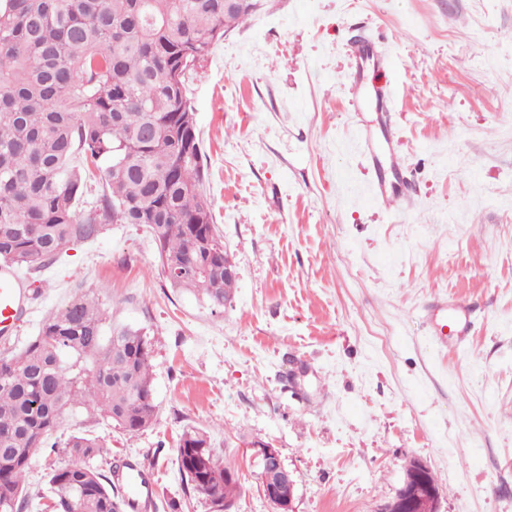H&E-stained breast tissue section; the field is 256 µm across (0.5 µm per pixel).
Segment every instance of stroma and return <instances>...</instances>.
<instances>
[{
  "mask_svg": "<svg viewBox=\"0 0 512 512\" xmlns=\"http://www.w3.org/2000/svg\"><path fill=\"white\" fill-rule=\"evenodd\" d=\"M352 39L377 60L351 59ZM354 72L391 89L393 142L373 95L352 99ZM187 89L232 301L170 288L140 224H105L26 275L33 302L0 351L81 292L149 341L152 425L69 410L55 440L104 437L98 468L144 470L152 512H210L176 463L192 427L239 470L233 512H274L242 455L255 441L292 473L295 512H381L413 458L440 512H512V0H259ZM379 167L410 179L407 199L369 198ZM443 301L472 307L444 344L423 320ZM70 462L36 451L29 512Z\"/></svg>",
  "mask_w": 512,
  "mask_h": 512,
  "instance_id": "35a3bbf8",
  "label": "stroma"
}]
</instances>
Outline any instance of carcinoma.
<instances>
[{"label": "carcinoma", "instance_id": "carcinoma-1", "mask_svg": "<svg viewBox=\"0 0 512 512\" xmlns=\"http://www.w3.org/2000/svg\"><path fill=\"white\" fill-rule=\"evenodd\" d=\"M257 0H0V267L38 273L104 224H143L163 278L231 301L224 241L201 193L204 161L186 77ZM106 190L78 217L91 169ZM104 313L75 294L20 351L0 353V512H24L32 456L82 405L135 433L157 413L146 337L106 336ZM105 441L72 436L74 461L49 474L53 512H126L94 465ZM185 492L211 512L240 495L235 468L199 431L177 448Z\"/></svg>", "mask_w": 512, "mask_h": 512}]
</instances>
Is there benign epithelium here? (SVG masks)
<instances>
[{"instance_id":"1","label":"benign epithelium","mask_w":512,"mask_h":512,"mask_svg":"<svg viewBox=\"0 0 512 512\" xmlns=\"http://www.w3.org/2000/svg\"><path fill=\"white\" fill-rule=\"evenodd\" d=\"M244 454L256 464L259 487L275 512H295V482L279 450L269 443L258 442L249 445ZM407 469L402 486L382 512H439L441 491L428 479L430 467L412 459Z\"/></svg>"}]
</instances>
